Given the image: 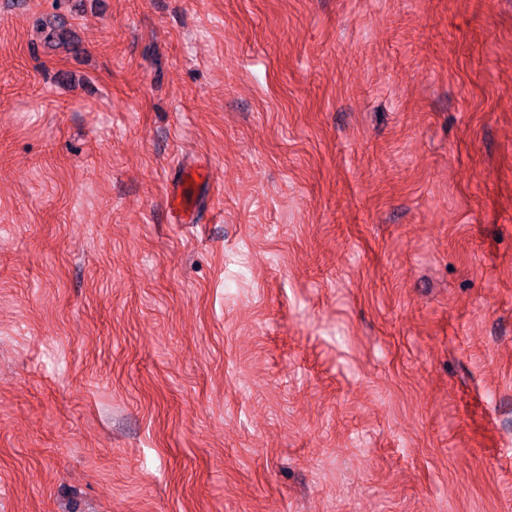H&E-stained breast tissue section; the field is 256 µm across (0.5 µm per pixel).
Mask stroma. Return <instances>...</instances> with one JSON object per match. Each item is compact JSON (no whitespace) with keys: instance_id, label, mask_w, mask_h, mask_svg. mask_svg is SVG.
<instances>
[{"instance_id":"stroma-1","label":"stroma","mask_w":512,"mask_h":512,"mask_svg":"<svg viewBox=\"0 0 512 512\" xmlns=\"http://www.w3.org/2000/svg\"><path fill=\"white\" fill-rule=\"evenodd\" d=\"M0 512H512V0H0ZM196 179L208 180L209 171L206 168L197 167L185 172L182 185L170 193L168 202L182 224H191L195 218V201L191 191L196 184Z\"/></svg>"}]
</instances>
